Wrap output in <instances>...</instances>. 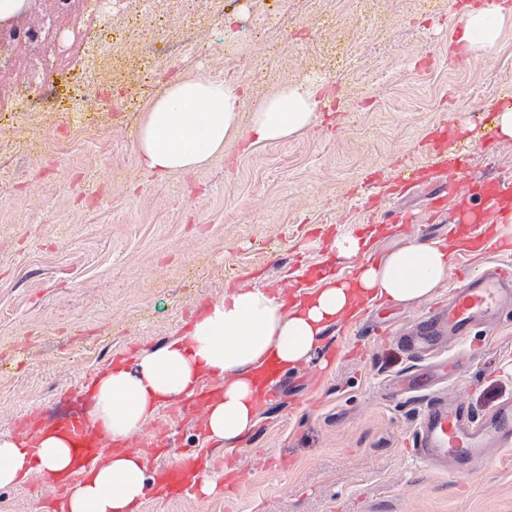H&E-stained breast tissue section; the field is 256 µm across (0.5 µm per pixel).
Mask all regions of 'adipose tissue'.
I'll return each mask as SVG.
<instances>
[{
    "label": "adipose tissue",
    "instance_id": "obj_1",
    "mask_svg": "<svg viewBox=\"0 0 512 512\" xmlns=\"http://www.w3.org/2000/svg\"><path fill=\"white\" fill-rule=\"evenodd\" d=\"M512 7L482 0L458 19L457 39L473 55L493 53ZM321 77L282 85L247 108L234 83L209 77L167 84L152 96L139 131L140 156L164 175L195 170L240 133L277 142L315 125L321 105ZM249 112L240 130L241 112ZM453 253L447 243L413 242L379 262L360 267L354 280L321 278L304 299L285 305L263 288H241L213 303L191 326L164 346L117 361L87 386L85 418L112 444L108 460L74 483L59 512H139L147 472L140 453L125 443L161 405L195 395L201 381L216 377L220 392L207 407V439L232 441L255 424L266 373H285L310 358L325 330L362 304H399L434 294L448 275ZM70 463L66 439L38 431L0 437V486L25 483L30 474L45 482L62 476Z\"/></svg>",
    "mask_w": 512,
    "mask_h": 512
}]
</instances>
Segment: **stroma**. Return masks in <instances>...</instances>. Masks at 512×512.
Here are the masks:
<instances>
[{
    "instance_id": "1",
    "label": "stroma",
    "mask_w": 512,
    "mask_h": 512,
    "mask_svg": "<svg viewBox=\"0 0 512 512\" xmlns=\"http://www.w3.org/2000/svg\"><path fill=\"white\" fill-rule=\"evenodd\" d=\"M470 0H237L224 18L242 40L224 50V29L169 26L178 55L155 89L178 79L220 78L251 100L315 73L333 98L310 129L279 142H229L198 170L159 176L142 162L138 131L147 94L135 76L89 91V129L71 150L43 153L74 121L38 101L15 112L0 88V436L23 431L64 389L81 390L104 366L150 352L197 314L240 288L279 290L309 267L350 266L336 237L361 235L376 213L416 216L378 231L370 256L407 242L442 241L429 217L431 135L454 128L474 154L470 179L512 174V139L489 136L484 109L512 90V19L493 54L466 56L455 24ZM135 104L109 109L112 98ZM422 177L396 196L395 171ZM448 296L366 307L382 336L329 326L313 357L289 368L280 398L262 400L256 424L232 444L207 442L205 416L176 425L172 449L143 447L149 473L178 448L210 445L227 457L233 484L144 497L141 512H512V448L462 474L409 455L420 401L390 400L389 382L414 364L396 342ZM447 391L482 416L512 400V322L457 347ZM51 486L0 488L8 512H47Z\"/></svg>"
}]
</instances>
